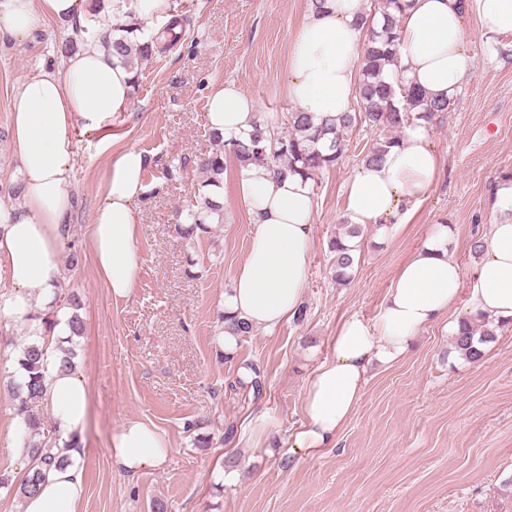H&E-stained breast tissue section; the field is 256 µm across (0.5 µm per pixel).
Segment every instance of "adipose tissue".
Returning a JSON list of instances; mask_svg holds the SVG:
<instances>
[{
	"label": "adipose tissue",
	"instance_id": "1",
	"mask_svg": "<svg viewBox=\"0 0 512 512\" xmlns=\"http://www.w3.org/2000/svg\"><path fill=\"white\" fill-rule=\"evenodd\" d=\"M367 0H326L310 10L288 48L287 96L298 111L325 118L351 111L358 82ZM165 0H112L92 15L90 0H0V41H26L39 20L69 25L83 49L59 65L21 80L12 98L10 137L18 161L14 182L19 203L0 202V267L7 292L0 318L26 322L34 312L33 291L58 312L59 323L43 339L47 376L45 407L62 440L70 441L87 421L88 396L82 377L61 370L58 339L67 335V307L59 303L62 244L73 208L72 178L78 135L111 129L128 111L134 74L112 57L104 42L112 16L133 12L149 22L163 18ZM489 39L512 37V0H406L398 16V60L386 69L389 83L419 88L430 99L452 98L470 73L468 21ZM257 118L255 100L234 82L207 89L206 124L224 139L246 136ZM430 125L404 126L380 162L361 165L345 184L351 223L387 227L407 223L437 181L443 161L430 140ZM142 152L111 154L103 200L90 226L97 275L114 298L130 299L141 261L135 247L147 192ZM238 195L255 234L224 298V312L272 332L292 319L302 301L312 262V228L317 201L311 180L295 174L273 178L253 168L238 174ZM452 230H438L400 267L376 322L344 319L332 337L331 357L310 376L303 393V422L294 451L314 455L335 447L338 435L364 392L374 365H391L409 350L418 332L437 323L460 292L468 315L512 323V221L490 225L482 259L464 277L451 248ZM169 445L142 421L122 423L112 433L114 470L134 477L162 468ZM84 493L80 470L51 469L24 512H77Z\"/></svg>",
	"mask_w": 512,
	"mask_h": 512
}]
</instances>
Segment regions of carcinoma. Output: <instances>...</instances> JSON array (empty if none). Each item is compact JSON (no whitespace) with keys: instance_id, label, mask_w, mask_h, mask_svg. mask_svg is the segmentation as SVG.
<instances>
[{"instance_id":"obj_1","label":"carcinoma","mask_w":512,"mask_h":512,"mask_svg":"<svg viewBox=\"0 0 512 512\" xmlns=\"http://www.w3.org/2000/svg\"><path fill=\"white\" fill-rule=\"evenodd\" d=\"M371 3L374 11L381 13L383 23L378 30L368 28L367 41L362 46L361 80L355 90L358 110L318 123L306 113L294 110L278 119L253 122L247 138L229 143L209 132L213 148L199 156L185 157L179 165L180 171L189 169L201 177L196 205L188 210L185 222L177 224L183 236L205 233L208 225L223 223L224 206L212 201L211 194L224 191V158L228 155L241 166L253 164L275 177L293 173L314 181L322 171L339 164L344 155L345 137L360 123L381 132L363 156L367 163L380 159L385 152L384 146L397 141V132L411 120L425 117L435 124L442 121L443 114L449 112L454 101H429L414 87L402 85L397 88L380 80L383 68L396 59L397 13L405 6V0H371ZM109 47L112 56L131 69L135 62L147 61L164 50L158 41L145 36V29L138 21L113 24ZM330 248L334 253L336 280L348 281L358 263L355 250L343 244L341 238L333 240ZM68 326L70 336L59 350L62 353L61 368L70 372L75 369L74 353L67 344L73 342V338L83 336L84 321L74 312ZM492 335L485 319L466 321L453 335V348L459 356L474 363L482 358L475 344L486 343ZM16 364L19 381L15 386V411L23 424L27 462L19 492L27 496L36 491L52 467L64 466L70 459L52 453L57 446V435L48 429V423L39 411L46 388L43 347L36 341L27 344L19 351Z\"/></svg>"}]
</instances>
